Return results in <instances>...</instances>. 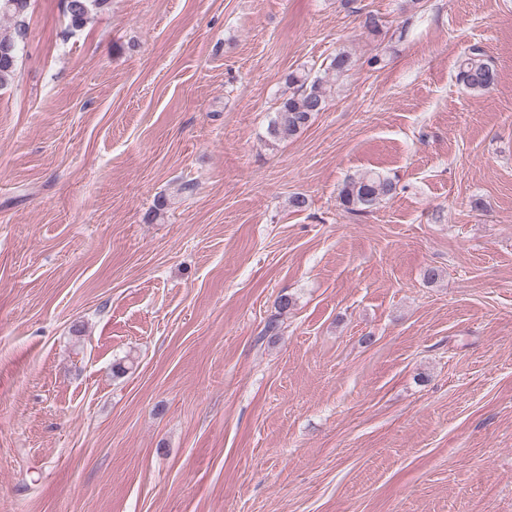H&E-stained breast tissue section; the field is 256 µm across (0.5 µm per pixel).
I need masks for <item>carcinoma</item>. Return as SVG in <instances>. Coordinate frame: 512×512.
Here are the masks:
<instances>
[{"mask_svg": "<svg viewBox=\"0 0 512 512\" xmlns=\"http://www.w3.org/2000/svg\"><path fill=\"white\" fill-rule=\"evenodd\" d=\"M31 0H0V17L13 20V31L0 34V83L8 80L15 70L20 45L27 35L25 17ZM110 0H64V13L73 28L82 27L92 12L101 10ZM355 61L345 51L337 52L324 68V74L313 79L304 74H288V85L293 92L282 99L267 127V134L274 141H287L302 134L312 119L326 110L332 88L344 80L353 69ZM456 80L471 96L481 98L493 90L496 71L483 50L474 46L460 61ZM396 192V183L379 172L368 170L346 180L339 193V202L349 213H360ZM293 306V298L282 294L277 298L278 315L269 318L262 335L279 333V315Z\"/></svg>", "mask_w": 512, "mask_h": 512, "instance_id": "cac0c4a2", "label": "carcinoma"}]
</instances>
